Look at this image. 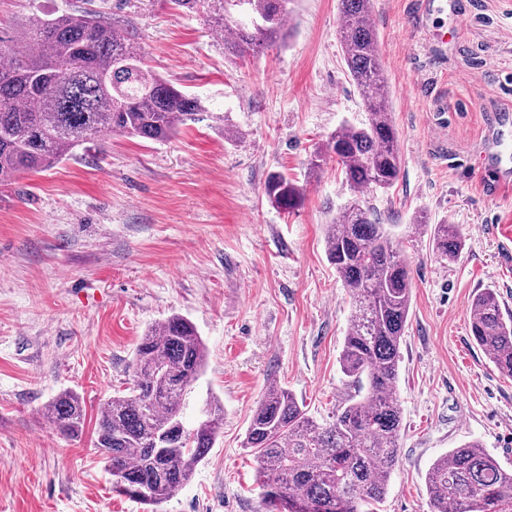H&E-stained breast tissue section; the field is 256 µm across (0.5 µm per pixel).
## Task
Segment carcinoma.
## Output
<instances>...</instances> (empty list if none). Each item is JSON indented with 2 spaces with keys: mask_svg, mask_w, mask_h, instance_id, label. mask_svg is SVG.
<instances>
[{
  "mask_svg": "<svg viewBox=\"0 0 512 512\" xmlns=\"http://www.w3.org/2000/svg\"><path fill=\"white\" fill-rule=\"evenodd\" d=\"M288 0H244L253 26L229 24L236 0H171L173 8L205 10L224 35V54L263 51L286 36ZM339 39L348 76L362 95L368 121L343 124L310 161L326 154L358 192L386 189L401 160L390 116V95L369 0H338ZM0 183L38 173L88 150L107 133L166 141L198 120L201 101L155 75L139 47L115 23L86 14H32L10 42L0 38ZM266 195L286 210L300 189L279 173ZM434 249L454 262L464 243L456 225H431ZM327 256L349 293L352 311L340 365L348 392L333 419L319 423L291 391L272 381L249 420L246 447L255 451L265 512H374L388 494L399 461L402 412L396 393L400 347L412 300L409 262L383 224L354 200L327 225ZM471 336L499 373L512 378V317L496 294L476 295ZM207 358L195 326L181 315L156 323L141 337L134 383L103 403L94 447L106 460L112 491L156 506L186 484L223 428L224 407L208 402V423L189 429L182 410ZM55 431L82 436L83 402L64 392L44 407ZM431 512H512V470L469 442L437 459L427 474Z\"/></svg>",
  "mask_w": 512,
  "mask_h": 512,
  "instance_id": "carcinoma-1",
  "label": "carcinoma"
}]
</instances>
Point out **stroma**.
I'll return each mask as SVG.
<instances>
[{
    "mask_svg": "<svg viewBox=\"0 0 512 512\" xmlns=\"http://www.w3.org/2000/svg\"><path fill=\"white\" fill-rule=\"evenodd\" d=\"M285 42L225 55L203 15L168 0H0V31L35 11L121 23L153 73L205 107L166 142L121 134L100 151L0 185V512H143L112 490L93 446L100 406L132 379L135 348L178 314L207 347L185 411L208 397L224 427L191 480L157 512H264L249 419L268 382L329 421L351 300L325 229L352 194L335 158L308 160L342 124L365 123L338 39V0H290ZM391 90L401 173L358 196L393 227L413 282L397 393L400 457L377 512H430L426 477L477 442L512 469V378L474 343V296L512 314V0H371ZM234 127L236 137L225 136ZM279 173L302 191L271 203ZM458 226L461 258L435 252L417 217ZM87 413L62 438L44 405L62 391ZM266 195L271 202L285 210L293 209L301 197L300 189L279 173L270 175L266 185Z\"/></svg>",
    "mask_w": 512,
    "mask_h": 512,
    "instance_id": "1",
    "label": "stroma"
}]
</instances>
